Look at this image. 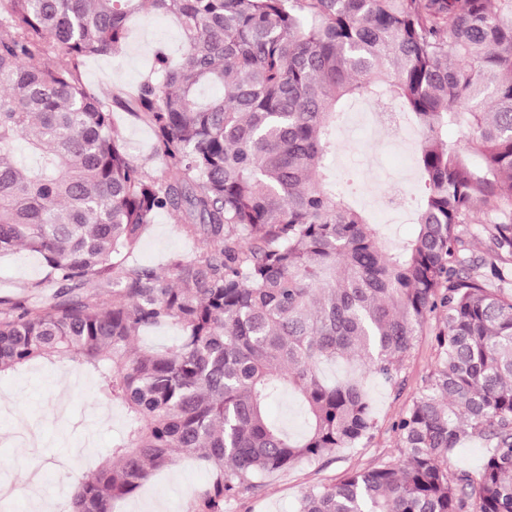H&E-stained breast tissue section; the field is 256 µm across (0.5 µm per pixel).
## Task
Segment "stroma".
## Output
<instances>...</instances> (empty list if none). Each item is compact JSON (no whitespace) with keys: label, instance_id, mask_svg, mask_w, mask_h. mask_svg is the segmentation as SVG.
Instances as JSON below:
<instances>
[{"label":"stroma","instance_id":"stroma-1","mask_svg":"<svg viewBox=\"0 0 512 512\" xmlns=\"http://www.w3.org/2000/svg\"><path fill=\"white\" fill-rule=\"evenodd\" d=\"M131 28L126 53L83 63V79L89 88L109 85L119 93L136 87L148 74L149 56L157 43L178 41L176 25L162 15L139 16ZM115 119L132 162L148 173H159L164 161L155 151L151 127L128 112H116ZM346 127L345 120L339 121L336 152L329 158L328 168L337 185L347 191L350 204L376 224L387 244L398 245L415 231L418 178L406 180L405 212L391 223L366 206L362 189L378 180L383 170L415 169L416 154L393 150L392 134L350 135ZM195 248L175 214L162 211L132 262L163 271L170 256L188 254ZM39 281L44 284V296H51L56 286L50 281L49 267L38 255L21 251L0 257V296L26 297L32 283ZM433 363V338L425 332L405 362L404 386H372L379 424L369 442L345 449L329 464L303 462L272 476L258 496L230 504L227 512H295L302 494L313 486L396 457L392 424L416 397ZM124 423L123 409L99 403L90 375L68 363L35 365L0 379V480L13 484L8 500L0 502V512H42L41 498L45 495L56 496L54 512H63L76 479L121 437ZM204 479V472L194 462H180L154 477L138 495L116 503L114 512H188L190 500Z\"/></svg>","mask_w":512,"mask_h":512}]
</instances>
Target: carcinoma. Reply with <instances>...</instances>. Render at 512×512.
I'll list each match as a JSON object with an SVG mask.
<instances>
[{
	"instance_id": "cac0c4a2",
	"label": "carcinoma",
	"mask_w": 512,
	"mask_h": 512,
	"mask_svg": "<svg viewBox=\"0 0 512 512\" xmlns=\"http://www.w3.org/2000/svg\"><path fill=\"white\" fill-rule=\"evenodd\" d=\"M151 11L179 45L155 49L130 98L89 92L82 60L121 53ZM363 95L420 133L415 233L391 249L325 165ZM113 103L153 129L160 176L129 160ZM484 208L487 271L470 254ZM160 210L197 245L165 275L129 266ZM21 249L57 290L0 298V379L67 361L127 419L67 512H112L179 459L207 471L190 512H226L367 443L369 383L402 385L432 319L397 457L309 489L297 512H512V0H0V256ZM167 324L174 346H134ZM282 393L300 435L268 413ZM470 440L488 449L479 469H448Z\"/></svg>"
}]
</instances>
